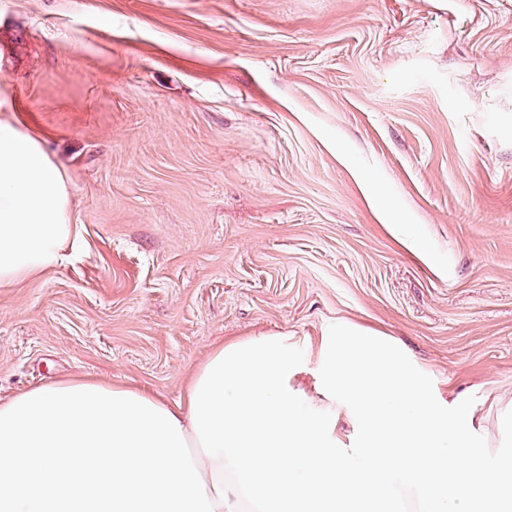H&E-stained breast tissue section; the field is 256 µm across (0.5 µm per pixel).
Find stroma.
Returning a JSON list of instances; mask_svg holds the SVG:
<instances>
[{
    "label": "stroma",
    "instance_id": "35a3bbf8",
    "mask_svg": "<svg viewBox=\"0 0 512 512\" xmlns=\"http://www.w3.org/2000/svg\"><path fill=\"white\" fill-rule=\"evenodd\" d=\"M80 237L0 290V399L180 398L224 340L386 335L512 469V0H0V120Z\"/></svg>",
    "mask_w": 512,
    "mask_h": 512
}]
</instances>
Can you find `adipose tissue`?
I'll use <instances>...</instances> for the list:
<instances>
[{
	"mask_svg": "<svg viewBox=\"0 0 512 512\" xmlns=\"http://www.w3.org/2000/svg\"><path fill=\"white\" fill-rule=\"evenodd\" d=\"M69 182L42 139L0 121V288L55 268L77 237ZM317 401L294 390L284 336L216 347L184 401L68 380L0 401V512H475L512 502L478 429L430 391L406 349L357 327L321 340ZM347 413L349 446L336 443Z\"/></svg>",
	"mask_w": 512,
	"mask_h": 512,
	"instance_id": "obj_1",
	"label": "adipose tissue"
}]
</instances>
